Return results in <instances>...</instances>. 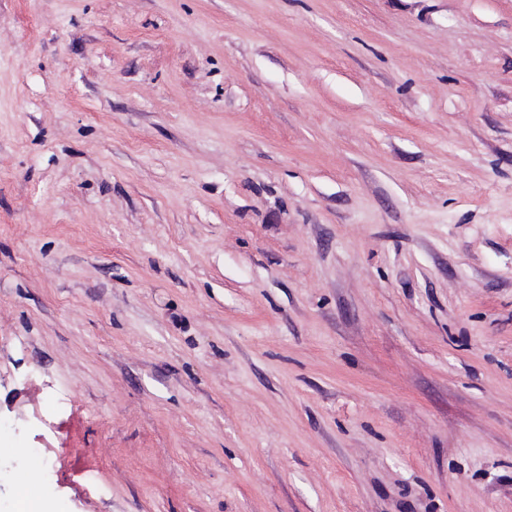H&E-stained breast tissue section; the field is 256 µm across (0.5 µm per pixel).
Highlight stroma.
Here are the masks:
<instances>
[{"label":"stroma","mask_w":512,"mask_h":512,"mask_svg":"<svg viewBox=\"0 0 512 512\" xmlns=\"http://www.w3.org/2000/svg\"><path fill=\"white\" fill-rule=\"evenodd\" d=\"M0 512H512V0H0ZM14 508L16 512H44L41 498L31 492L28 484H19L16 487Z\"/></svg>","instance_id":"1"}]
</instances>
